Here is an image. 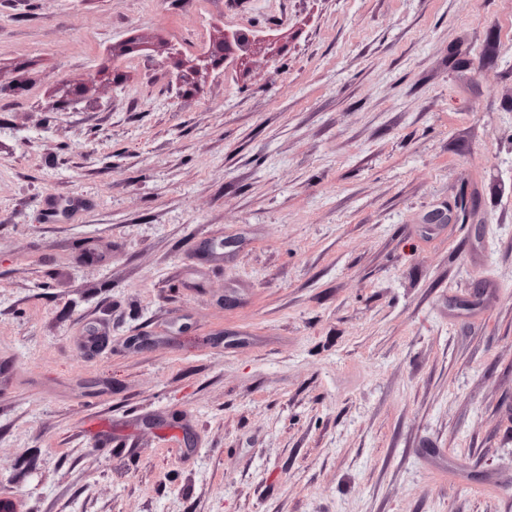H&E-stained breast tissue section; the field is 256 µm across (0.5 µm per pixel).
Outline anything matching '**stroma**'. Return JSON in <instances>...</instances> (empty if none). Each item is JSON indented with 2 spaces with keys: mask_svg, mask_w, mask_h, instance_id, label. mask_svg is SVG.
I'll list each match as a JSON object with an SVG mask.
<instances>
[{
  "mask_svg": "<svg viewBox=\"0 0 512 512\" xmlns=\"http://www.w3.org/2000/svg\"><path fill=\"white\" fill-rule=\"evenodd\" d=\"M0 512H512V0H0Z\"/></svg>",
  "mask_w": 512,
  "mask_h": 512,
  "instance_id": "obj_1",
  "label": "stroma"
}]
</instances>
